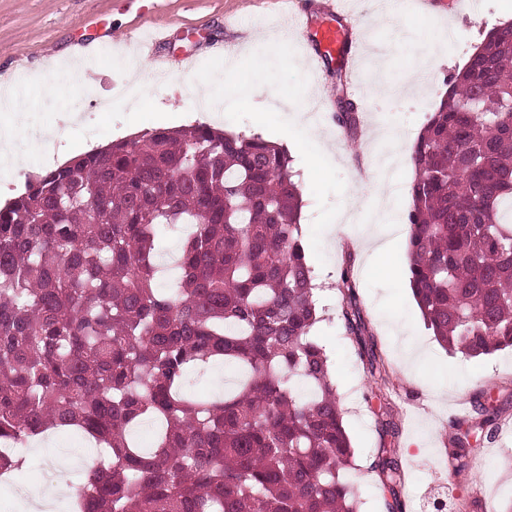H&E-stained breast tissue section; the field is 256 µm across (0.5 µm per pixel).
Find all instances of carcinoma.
<instances>
[{
    "mask_svg": "<svg viewBox=\"0 0 512 512\" xmlns=\"http://www.w3.org/2000/svg\"><path fill=\"white\" fill-rule=\"evenodd\" d=\"M418 136L410 286L446 349L512 347V29L492 28ZM336 80V125L358 116ZM288 152L207 124L156 129L73 157L0 207V444L79 432L98 450L71 512H360L354 451L314 335V271ZM185 225L181 274L154 281L163 227ZM341 317L370 376L386 368L343 272ZM218 360L245 372L195 397ZM312 390L297 395L294 380ZM159 425L143 451L130 428ZM469 432L448 463L467 466ZM25 458L0 453V474ZM403 512L401 460L371 465Z\"/></svg>",
    "mask_w": 512,
    "mask_h": 512,
    "instance_id": "cac0c4a2",
    "label": "carcinoma"
}]
</instances>
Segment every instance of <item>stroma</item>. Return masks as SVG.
Segmentation results:
<instances>
[{"label":"stroma","mask_w":512,"mask_h":512,"mask_svg":"<svg viewBox=\"0 0 512 512\" xmlns=\"http://www.w3.org/2000/svg\"><path fill=\"white\" fill-rule=\"evenodd\" d=\"M291 7V0H0V81L12 87L10 107H0V125L21 130L12 162L0 165V206L23 191L26 175L50 169L52 153L70 158L155 129L197 123L277 144L286 135L306 133L304 144L291 152L302 196V240L323 307L317 334L332 361L343 423L355 450L352 478L362 512H385L384 492L370 471L387 441L378 417L383 409L400 431L405 512H432L437 499L446 503V512H457L460 500L476 496L486 498L494 512H505L512 504V348L466 358L435 346L409 286L405 250L391 253L390 270L376 268L359 236L376 205L387 204L405 218L414 177L411 148L446 80L465 66L490 29L512 21V0H481L474 14L456 10L454 0H436L424 19L409 5L384 15L373 11L369 0H356L350 18L365 53L347 91L361 108L353 136L332 120V80L327 72H312L308 48L288 26ZM150 27L168 28L170 35L153 57L136 46L140 31ZM448 27L458 33V42L444 39ZM84 41L95 44L93 56L73 57ZM49 60L58 64L68 87L64 97L44 91L49 78L41 66ZM421 61L429 66L426 92L392 97L393 87ZM259 66L263 87L250 105H238L227 95L209 109L200 108L196 97L202 81ZM132 82L138 98L117 95V88ZM392 131L402 141L399 162L376 198L369 191L368 170L389 151L384 136ZM321 148L328 155L319 170L311 167L309 155ZM330 217L336 225L332 236L324 230ZM346 270L390 374L382 402L372 398L373 379L340 319L337 283ZM423 340L434 345L431 367L425 376L407 375L400 350ZM479 402L494 411L499 436L492 443L471 441L468 469L448 482L445 450L453 424L481 421ZM87 445L85 439L54 434L45 436L43 447L24 445L22 480L48 475L77 486L85 471L66 476L58 462Z\"/></svg>","instance_id":"obj_1"}]
</instances>
